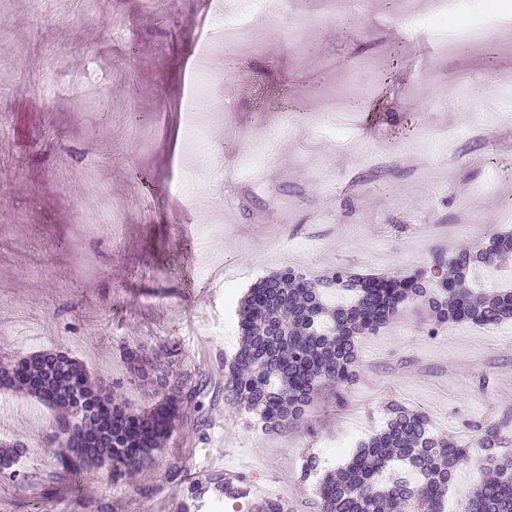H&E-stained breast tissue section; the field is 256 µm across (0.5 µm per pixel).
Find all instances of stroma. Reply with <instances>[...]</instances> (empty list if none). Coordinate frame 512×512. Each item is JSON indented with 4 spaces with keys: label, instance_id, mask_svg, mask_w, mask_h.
<instances>
[{
    "label": "stroma",
    "instance_id": "35a3bbf8",
    "mask_svg": "<svg viewBox=\"0 0 512 512\" xmlns=\"http://www.w3.org/2000/svg\"><path fill=\"white\" fill-rule=\"evenodd\" d=\"M413 6L410 19L401 0H339L328 16L321 0H294L265 17L244 0L253 34L209 55L207 109L192 118L198 73L185 61L220 22L211 0H46L39 16L31 0H0V362L68 353L141 414L160 396L131 378L124 349L177 348L174 378H210L138 477L156 494L99 469L85 512H251L268 497L313 512L304 457L342 466L390 400L464 440L512 418V322L434 332L414 303L362 341L345 409L315 399L316 435H264L224 402L218 362L238 347V306L258 278L340 264L409 273L512 230V124L501 119L512 88L495 83L512 73V27L492 43L461 31L512 12V0H457L437 28L422 20L429 0ZM343 93L347 118L329 109ZM293 112L307 120L285 128ZM251 163L265 164L262 185ZM96 182L116 213L89 233L77 214L97 208ZM200 193L214 197L210 213L191 206ZM54 430V411L0 386V443H23L17 468L36 474L20 487L0 477V512H74L61 489L34 503L59 460ZM209 456L238 475V498L189 501ZM482 477L472 454L446 512H461Z\"/></svg>",
    "mask_w": 512,
    "mask_h": 512
}]
</instances>
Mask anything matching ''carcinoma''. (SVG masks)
I'll list each match as a JSON object with an SVG mask.
<instances>
[{
	"mask_svg": "<svg viewBox=\"0 0 512 512\" xmlns=\"http://www.w3.org/2000/svg\"><path fill=\"white\" fill-rule=\"evenodd\" d=\"M512 258V233L490 235L475 253H438L417 274L376 276L338 266L312 279L288 269L261 278L248 291L238 313L240 342L224 359V402L258 418L261 432L277 435L304 422L316 395L348 404L356 379L358 345L385 327L409 302L428 307L434 333L448 321L494 327L512 320V291H487L471 280L479 266L498 267ZM350 294L331 304L329 290ZM129 372L157 387L162 400L147 415L134 414L80 363L63 354L41 353L0 366V385L23 389L56 412L65 448L50 483L72 489L82 510V482L90 466L108 467V477L135 483L151 464L154 450L175 427L180 407L198 403L196 384L170 381L169 374L145 368L138 351L124 354ZM82 407V420L73 423ZM506 419L478 428L470 439L483 454L487 477L465 512H512V455L501 452ZM25 454L17 443L0 448V473L13 470ZM470 459V447L454 436L432 433L425 413L397 401L387 405L385 426L360 444L349 462L320 478L315 512H444L448 484ZM390 471L385 482L379 476Z\"/></svg>",
	"mask_w": 512,
	"mask_h": 512,
	"instance_id": "carcinoma-1",
	"label": "carcinoma"
}]
</instances>
